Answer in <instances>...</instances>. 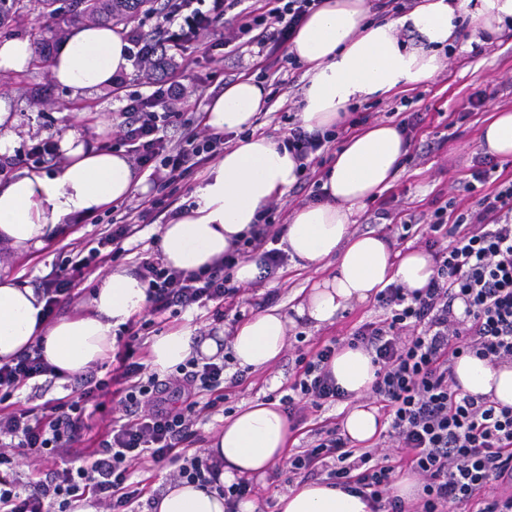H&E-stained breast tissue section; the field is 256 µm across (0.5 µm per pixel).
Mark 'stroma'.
Returning <instances> with one entry per match:
<instances>
[{"mask_svg":"<svg viewBox=\"0 0 512 512\" xmlns=\"http://www.w3.org/2000/svg\"><path fill=\"white\" fill-rule=\"evenodd\" d=\"M468 34L459 31L453 40L454 52L445 58L443 67L427 81L409 84L371 100L374 116L371 123L385 120L399 123V116H387L388 106L400 100L411 101L412 111L421 115L409 150L395 179L364 207L356 209L352 229L357 233L376 232L390 240L395 248H424L420 237H404L400 223L383 221L375 223L374 211L386 205L395 213L432 215L437 200H455L458 209L474 204L478 196L488 193V186H478L475 192L464 188L466 175L476 156L482 155L481 131L499 110H512V32L503 33L492 43L469 47ZM196 59L194 68L186 72L183 83L196 89L185 105L186 112H204L210 99L218 94L220 82H235L243 77L258 78L256 70L235 67L224 55L223 49H207L205 43L194 42L189 46ZM267 79L263 85L273 92L275 101L267 112L258 116L257 126L267 136L285 138L289 128L299 120L303 91L306 85L305 66H293L287 54L281 53L266 62ZM260 78V77H259ZM489 93L490 99L478 109L468 110L469 100L480 93ZM292 102L290 111H283L285 102ZM123 102L109 90L92 91L79 96L56 85L46 66L29 64L20 71L0 73V108L7 110L17 120L19 139L14 149L21 156L22 168H33L26 154L33 137L59 135L66 129H77L93 140L110 146L115 142L113 121ZM334 158L333 151L317 153L310 166L312 182L305 189L289 187L281 197L282 208L272 213L274 224L287 223L290 211L309 204L316 193L315 182ZM125 208L124 203L114 204L94 217L65 222L57 235L34 254L20 257L10 267L11 274L20 276L30 286L52 271L60 269L65 258L60 248L75 238L93 239L113 217ZM309 271L284 264L277 274L266 279L258 290L245 291V317H252L277 307L290 310L301 289L309 288ZM382 313L377 302L358 305L342 312L331 325L315 329L306 323H297L289 329V336H302L305 341L317 342L331 338H345L359 325L375 319ZM294 367L293 359L281 357L274 365L260 372H251L246 382L230 393L229 407L263 400L277 394Z\"/></svg>","mask_w":512,"mask_h":512,"instance_id":"obj_1","label":"stroma"}]
</instances>
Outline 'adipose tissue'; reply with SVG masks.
Wrapping results in <instances>:
<instances>
[{
    "label": "adipose tissue",
    "mask_w": 512,
    "mask_h": 512,
    "mask_svg": "<svg viewBox=\"0 0 512 512\" xmlns=\"http://www.w3.org/2000/svg\"><path fill=\"white\" fill-rule=\"evenodd\" d=\"M366 14L367 0H322L291 40V53L308 66L300 114L305 130H326L343 121L349 104L433 77L461 16L469 18L473 42L500 36L512 24V0H421L393 21L370 22ZM402 28L417 35L418 44L400 41ZM129 68L127 42L110 26L85 23L58 45L50 76L82 94L111 86ZM266 102L264 86L244 79L226 86L206 106L204 123L212 133L238 130L243 137L207 174L193 206L162 226L166 265L195 271L222 258L250 230L260 208L296 183L295 156L284 144L251 130ZM58 149L62 162L56 169L22 170L0 183V362L40 338L48 363L73 376L111 355L115 329L145 309L146 283L129 270L113 271L97 281L87 311L50 323L42 315V296L6 269L41 249L64 221L96 215L127 199L141 180L125 152L100 147L79 131L63 132ZM407 152L403 134L392 123L368 127L337 151L323 176L326 200L294 210L280 243L294 266L319 269L323 275L292 314L274 308L236 326L230 345L237 367L257 371L274 364L294 320L321 327L388 285L417 290L428 284L434 274L429 253L403 252L380 234L351 231L355 208L390 184ZM218 351L215 341L194 342L191 328L181 327L153 341L151 365L167 372L191 357H212ZM329 368L352 403L341 422L343 432L354 444L370 445L385 428L367 399L377 370L371 354L344 346ZM454 372L464 392L512 407V364L494 366L464 356L456 360ZM291 427L279 401L240 406L207 445L208 455L221 464L217 485L202 489L183 480L169 482L153 512H226L221 485L264 477L284 457ZM276 508L372 512L360 495L321 481L295 483L279 496Z\"/></svg>",
    "instance_id": "ef3b65f1"
}]
</instances>
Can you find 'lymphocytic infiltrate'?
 Returning <instances> with one entry per match:
<instances>
[{"mask_svg":"<svg viewBox=\"0 0 512 512\" xmlns=\"http://www.w3.org/2000/svg\"><path fill=\"white\" fill-rule=\"evenodd\" d=\"M240 2L163 0L150 30L126 32L130 60L145 65L166 55L169 77L148 96L127 95L116 134L167 195L127 206L94 240L66 243L70 275L53 272L39 284L45 317L77 299L87 268L115 261L148 216L167 212L187 176L223 156L229 137L207 132L202 117L181 110L190 94L181 77L194 61L180 49L214 32ZM320 3L255 0L247 22L225 34L223 45L236 57L266 60ZM447 212L436 208L428 223L435 267L426 288L389 285L377 295L383 318L343 341L295 346V371L281 403L289 419L308 429L285 463V485L324 475L362 494L372 512H454L462 503L474 512H512V407L463 393L453 376L455 360L466 354L494 366L512 363V181L500 182L453 222H446ZM280 235L273 224H254L223 258L190 273L139 255L136 273L147 285L144 317L127 323L115 367L102 377L93 369L73 377L64 396L38 405L20 398L23 389L43 390L58 377L42 344L1 364L0 512H71L73 502L88 497L102 512H144L149 474L162 463L172 465V479L215 482L219 468L201 455L196 424L220 412L244 374L228 373L222 359H192L162 379L142 362L140 350L146 330L165 315L195 306L211 309L219 321L238 307L236 263L255 257L265 275H274L285 262L276 247ZM458 301L465 305L460 316L453 309ZM343 344L364 348L377 366L372 396L389 428L385 440L369 448L351 446L338 426L315 417L346 398L328 370ZM95 411L113 415L98 433L89 423ZM23 459L26 474L19 470ZM48 460L53 468L42 470ZM405 468L423 484L412 503L391 493Z\"/></svg>","mask_w":512,"mask_h":512,"instance_id":"f902f5d3","label":"lymphocytic infiltrate"}]
</instances>
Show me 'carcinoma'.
I'll return each mask as SVG.
<instances>
[{
	"label": "carcinoma",
	"instance_id": "cac0c4a2",
	"mask_svg": "<svg viewBox=\"0 0 512 512\" xmlns=\"http://www.w3.org/2000/svg\"><path fill=\"white\" fill-rule=\"evenodd\" d=\"M75 5L68 13L61 15L55 8L56 0H0V23L13 21L20 23L33 11H38L49 21L46 35L38 40L35 61L42 64L52 53L53 42L61 26L74 24L82 20L112 22H130L144 8L154 4L155 0H73Z\"/></svg>",
	"mask_w": 512,
	"mask_h": 512
}]
</instances>
